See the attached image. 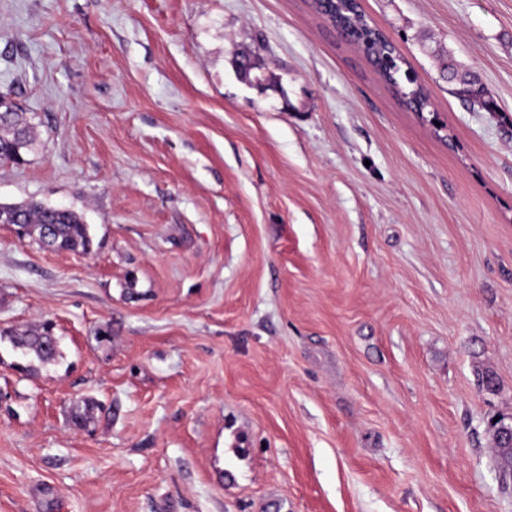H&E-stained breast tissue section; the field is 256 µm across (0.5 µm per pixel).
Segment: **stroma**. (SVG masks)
I'll return each mask as SVG.
<instances>
[{"mask_svg": "<svg viewBox=\"0 0 512 512\" xmlns=\"http://www.w3.org/2000/svg\"><path fill=\"white\" fill-rule=\"evenodd\" d=\"M361 5L424 116L311 0H0V202L92 235L0 224V512H512V0ZM448 69V79L450 81H456L458 84L457 94L465 99H474L476 102L482 101L483 106L487 109V105H491L488 99L484 97V90L480 86L478 79L472 76L469 73H464L459 75V71L454 66L453 63L448 62L444 66V70ZM0 114V156L19 164L32 145L30 127L17 105L6 107L2 112L0 108ZM2 214H17L25 227L24 238L38 240L58 252H87L91 247L88 224L77 212L45 206L29 201L14 204L0 203ZM10 342L13 347L20 349L23 356H34L41 364L55 361L59 355V337L44 327L29 333L12 335ZM494 433L497 436L496 444L500 452H507L508 458L504 461L502 467L503 478L511 480L512 478V425L497 423L494 426Z\"/></svg>", "mask_w": 512, "mask_h": 512, "instance_id": "obj_1", "label": "stroma"}]
</instances>
